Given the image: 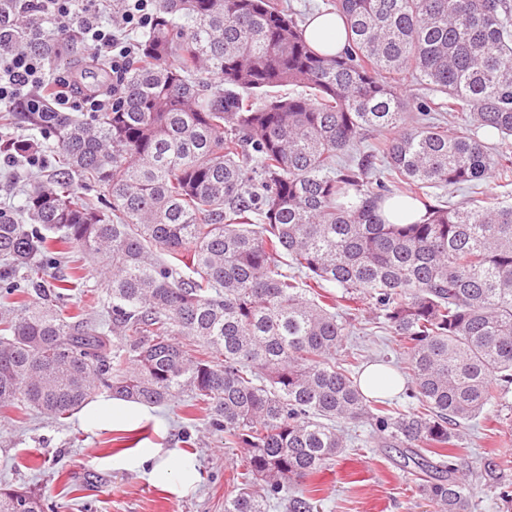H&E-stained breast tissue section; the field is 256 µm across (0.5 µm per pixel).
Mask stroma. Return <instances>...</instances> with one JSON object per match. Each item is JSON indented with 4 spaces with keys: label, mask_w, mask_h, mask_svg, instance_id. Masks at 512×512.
Masks as SVG:
<instances>
[{
    "label": "stroma",
    "mask_w": 512,
    "mask_h": 512,
    "mask_svg": "<svg viewBox=\"0 0 512 512\" xmlns=\"http://www.w3.org/2000/svg\"><path fill=\"white\" fill-rule=\"evenodd\" d=\"M49 172L46 166L26 170L1 164L0 208L22 204L23 189ZM105 301L103 284L91 274L68 304L90 327L108 333L112 320ZM356 326L351 346L357 369L403 367V346L376 325L370 308L360 311ZM149 412L141 423L149 431L143 447L174 448L197 463L199 478L185 495L151 484L141 471L126 467L132 431L87 430L79 415L54 422L25 408L0 412V486L31 488L53 504L54 512H224L231 477L242 461L239 450L225 447L223 435L210 429L206 411H187L183 399L150 406ZM478 422L477 428H465L456 458L472 480L473 512H512V499L481 476L487 460L512 457V395L504 405L487 407ZM399 461L394 448H347L305 486L317 512H434L420 497L416 477L403 475Z\"/></svg>",
    "instance_id": "1"
}]
</instances>
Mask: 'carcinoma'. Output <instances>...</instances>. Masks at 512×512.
Segmentation results:
<instances>
[{
	"label": "carcinoma",
	"mask_w": 512,
	"mask_h": 512,
	"mask_svg": "<svg viewBox=\"0 0 512 512\" xmlns=\"http://www.w3.org/2000/svg\"><path fill=\"white\" fill-rule=\"evenodd\" d=\"M335 10L345 45L327 54L275 0H155L110 111L79 117L42 99L15 113L53 138L56 162L21 217L0 210V411L58 420L97 393L144 405L186 393L245 450L224 512H265L273 499L313 512L301 483L347 447L336 423H366L360 447L400 449L437 512H472L454 450L464 425L512 392V203L428 197L492 171L512 183V161L479 136L512 141V0ZM1 32L104 86L79 28L58 35L24 0H0ZM390 75L440 97L401 99ZM284 85L305 91L282 97ZM445 110L464 123L429 120ZM76 176L109 199H80ZM71 253L103 271L110 337L58 306L84 266L51 289L39 279ZM365 300L406 349L407 411L383 398L391 372L367 395L353 362L336 360ZM180 336L204 350L191 355ZM511 469L484 465L495 483ZM45 507L0 490V512Z\"/></svg>",
	"instance_id": "obj_1"
}]
</instances>
